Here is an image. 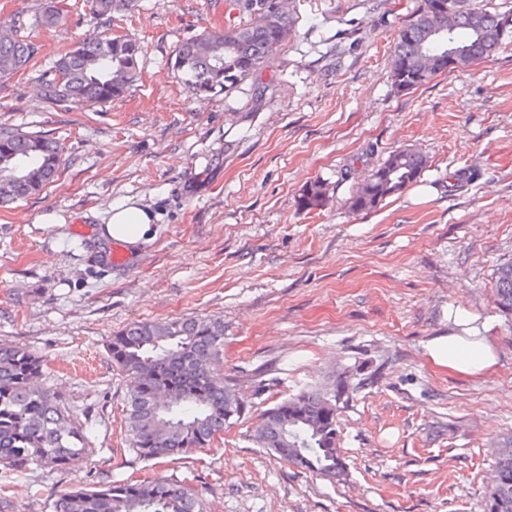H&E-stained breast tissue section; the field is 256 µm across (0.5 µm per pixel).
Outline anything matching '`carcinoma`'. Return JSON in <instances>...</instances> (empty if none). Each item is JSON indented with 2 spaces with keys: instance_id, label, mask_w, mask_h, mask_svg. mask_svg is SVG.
<instances>
[{
  "instance_id": "cac0c4a2",
  "label": "carcinoma",
  "mask_w": 512,
  "mask_h": 512,
  "mask_svg": "<svg viewBox=\"0 0 512 512\" xmlns=\"http://www.w3.org/2000/svg\"><path fill=\"white\" fill-rule=\"evenodd\" d=\"M133 0H90L92 12L106 33L77 44L40 73L41 97L46 102L93 107L117 100L138 77L140 44L129 35L110 34L112 13ZM224 29L200 34L178 49L173 69L192 94L226 95L246 82L256 99L269 84L262 73L270 67L275 48L294 24L291 11L275 9V0H225ZM420 0L416 11L399 29L393 45L394 87L417 89L443 73L437 61L448 54L434 39L447 23L444 12ZM458 11L451 40L465 51L464 66L492 56L512 36V11H490L483 0H454ZM61 14L47 5L35 17L53 28ZM0 39V81L27 68L34 47L21 35ZM63 166L59 140L38 132L0 125V206L40 195L54 183ZM425 154L403 148L392 152L357 187L348 205L370 211L402 193L428 168ZM323 184L303 189L300 204L307 209L325 200ZM496 301L512 315V260L495 270ZM112 362L129 380L126 427L129 444L144 460L172 457L203 448L224 434L230 419L241 417L247 402L236 390L213 382L212 373L224 354V320L186 318L132 324L113 335L108 344ZM43 361L26 347L0 343V466L25 470L31 465L65 470L90 450L85 428L65 399L36 384ZM347 391L338 380L330 386L301 391L263 410L252 427L251 439L260 448L296 466L339 478L346 472L336 416ZM496 479L487 485L483 512H512V434L491 450ZM52 512H201L189 480L140 477L112 481L94 490L80 488L59 496Z\"/></svg>"
}]
</instances>
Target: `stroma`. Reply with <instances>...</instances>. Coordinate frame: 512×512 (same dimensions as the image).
Wrapping results in <instances>:
<instances>
[{"label":"stroma","instance_id":"1","mask_svg":"<svg viewBox=\"0 0 512 512\" xmlns=\"http://www.w3.org/2000/svg\"><path fill=\"white\" fill-rule=\"evenodd\" d=\"M43 2L0 0V23L24 18L36 48L0 83V124L64 145L55 183L0 207V343L44 359L42 384L91 450L66 471L0 467L7 512H51L61 493L142 475L191 478L205 512H481L489 446L512 431V316L493 288L512 259V40L398 93L393 44L419 0H291L266 97L245 84L198 98L171 64L180 44L223 29L224 0H137L112 31L141 42L140 79L88 111L44 102L35 79L103 28L88 0H54L63 20L45 29ZM404 147L428 170L376 209L350 210L359 180ZM315 181L325 202L302 208ZM121 204L157 228L131 254L100 236ZM458 305L490 327L489 376L437 370L424 354ZM206 315L224 320L216 377L249 407L210 446L143 460L108 343L134 322ZM334 375L348 389L342 478L249 440L260 411Z\"/></svg>","mask_w":512,"mask_h":512}]
</instances>
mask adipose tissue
<instances>
[{
	"mask_svg": "<svg viewBox=\"0 0 512 512\" xmlns=\"http://www.w3.org/2000/svg\"><path fill=\"white\" fill-rule=\"evenodd\" d=\"M154 227L148 213L136 206L113 207L102 235L137 248L151 242ZM455 331L431 338L425 345V355L436 368L452 371L467 378L480 377L496 364V353L488 337L470 326L468 319L455 315Z\"/></svg>",
	"mask_w": 512,
	"mask_h": 512,
	"instance_id": "1",
	"label": "adipose tissue"
}]
</instances>
